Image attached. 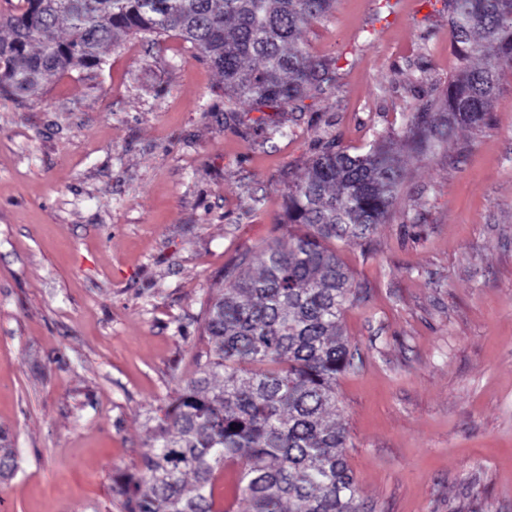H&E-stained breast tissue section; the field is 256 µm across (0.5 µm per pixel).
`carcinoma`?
Segmentation results:
<instances>
[{
    "instance_id": "carcinoma-1",
    "label": "carcinoma",
    "mask_w": 512,
    "mask_h": 512,
    "mask_svg": "<svg viewBox=\"0 0 512 512\" xmlns=\"http://www.w3.org/2000/svg\"><path fill=\"white\" fill-rule=\"evenodd\" d=\"M333 0H21L0 12V92L36 99L44 80L101 62L118 37L155 33L191 43L224 76L228 101L281 108L334 80L299 43ZM463 67L442 106L412 113L406 138L485 122L498 71L512 63V0H444ZM61 23L64 39L51 36ZM379 145L352 156L325 143L288 187L275 238L224 266V293L204 310L207 349L172 399L142 456L117 484L125 512H215L212 487L239 469L247 512H355L359 487L336 420L338 377L353 368L342 328L353 281L333 242L367 239L403 181ZM258 264L260 272L249 270ZM17 467L0 430V479Z\"/></svg>"
}]
</instances>
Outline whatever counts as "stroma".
I'll use <instances>...</instances> for the list:
<instances>
[{"mask_svg":"<svg viewBox=\"0 0 512 512\" xmlns=\"http://www.w3.org/2000/svg\"><path fill=\"white\" fill-rule=\"evenodd\" d=\"M301 40L336 81L261 131L171 34L0 95V512H124L204 301L327 141L383 143L405 172L386 223L336 245L359 292L337 404L357 512H512V65L484 125L421 154L408 117L462 67L442 0H335Z\"/></svg>","mask_w":512,"mask_h":512,"instance_id":"stroma-1","label":"stroma"}]
</instances>
